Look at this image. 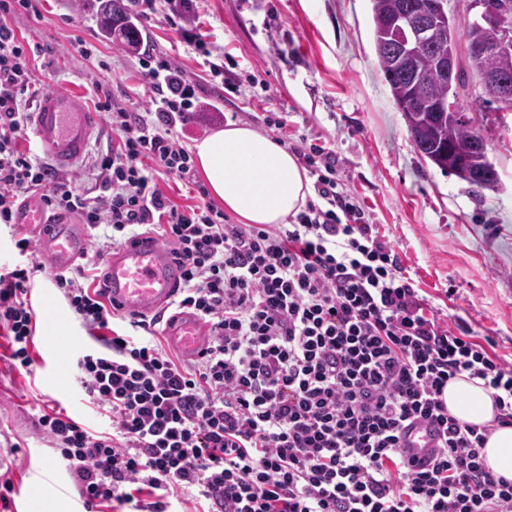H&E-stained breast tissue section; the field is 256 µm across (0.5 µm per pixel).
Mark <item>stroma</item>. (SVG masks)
Here are the masks:
<instances>
[{"label": "stroma", "mask_w": 512, "mask_h": 512, "mask_svg": "<svg viewBox=\"0 0 512 512\" xmlns=\"http://www.w3.org/2000/svg\"><path fill=\"white\" fill-rule=\"evenodd\" d=\"M39 10L10 20L36 49V94L68 86L89 101L109 95L147 106L152 90L137 57L103 37L88 0H41ZM198 11L224 54L223 79L212 78L165 23L147 29L155 54L179 62L199 81L202 101L217 106L194 114L177 133L180 143L192 147L235 123L287 135L292 147L303 140L328 147L342 189L370 214L420 294L449 320L492 338L496 355L512 362V112L482 107L474 89L458 94L500 173L499 189L476 193L411 146L374 51L372 0H199ZM34 293L52 296L70 338L60 341L36 307L33 363L21 368L8 359L0 330V458L12 464V512L34 502L43 512H84L37 414L48 404L99 431L110 423L77 387L73 358L90 339L50 270L36 273Z\"/></svg>", "instance_id": "stroma-1"}]
</instances>
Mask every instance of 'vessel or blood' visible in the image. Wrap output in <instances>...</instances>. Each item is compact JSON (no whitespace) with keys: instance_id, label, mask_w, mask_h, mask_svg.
Masks as SVG:
<instances>
[{"instance_id":"obj_1","label":"vessel or blood","mask_w":512,"mask_h":512,"mask_svg":"<svg viewBox=\"0 0 512 512\" xmlns=\"http://www.w3.org/2000/svg\"><path fill=\"white\" fill-rule=\"evenodd\" d=\"M103 124V114L93 111L80 93L66 87L44 94L29 114V129L36 142L60 169L71 168L82 159L91 136ZM17 221L28 226L52 272H69L89 254L91 243L85 225L46 219L36 202H26ZM180 275L170 251L144 234L112 251L104 262L101 283L114 309L138 319L153 314L173 298ZM168 337L178 350L194 356L210 344L212 332L208 323L184 315L170 326ZM429 440L426 427L409 429L401 451L409 458L422 456Z\"/></svg>"}]
</instances>
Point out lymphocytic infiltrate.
Instances as JSON below:
<instances>
[{
    "label": "lymphocytic infiltrate",
    "instance_id": "lymphocytic-infiltrate-1",
    "mask_svg": "<svg viewBox=\"0 0 512 512\" xmlns=\"http://www.w3.org/2000/svg\"><path fill=\"white\" fill-rule=\"evenodd\" d=\"M33 7L0 0V223L35 196L102 233L85 265L52 282L93 341L75 356L77 383L112 429L60 410L37 419L88 512L131 502L172 512L177 492L200 512H512V482L480 455L490 428L460 421L443 400L449 380H482L498 424H511L512 363L419 295L369 214L340 191L332 152L299 150L315 198L289 223H231L202 188L195 204H176L154 176L194 183L193 155L173 131L201 100L179 66L143 45L153 95L143 110L104 103L114 138L97 161L104 192L89 195L21 147L23 100L37 78L6 19ZM162 16L223 75L195 0H171ZM145 226L182 270L174 314L194 313L214 331L197 359L118 333L96 285L107 247ZM14 248L19 264L0 266V329L10 360L26 368L42 265L30 238ZM421 420L441 437L425 462L399 450L401 432Z\"/></svg>",
    "mask_w": 512,
    "mask_h": 512
}]
</instances>
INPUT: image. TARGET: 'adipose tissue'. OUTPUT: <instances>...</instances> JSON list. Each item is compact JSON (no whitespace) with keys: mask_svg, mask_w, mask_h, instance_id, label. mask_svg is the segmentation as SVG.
<instances>
[{"mask_svg":"<svg viewBox=\"0 0 512 512\" xmlns=\"http://www.w3.org/2000/svg\"><path fill=\"white\" fill-rule=\"evenodd\" d=\"M197 168L215 199L246 224H283L312 194L306 171L275 139L245 124H232L197 141ZM444 400L449 412L468 424L491 426L481 450L495 475L512 481V426L495 422L497 411L482 380L456 378Z\"/></svg>","mask_w":512,"mask_h":512,"instance_id":"1","label":"adipose tissue"}]
</instances>
